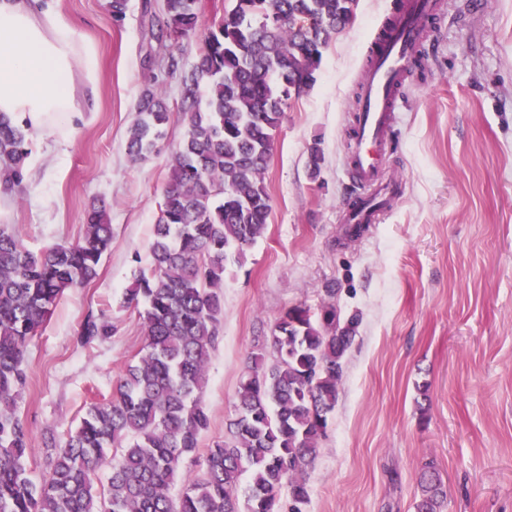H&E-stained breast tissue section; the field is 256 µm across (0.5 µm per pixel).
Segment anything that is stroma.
Segmentation results:
<instances>
[{"instance_id":"1","label":"stroma","mask_w":512,"mask_h":512,"mask_svg":"<svg viewBox=\"0 0 512 512\" xmlns=\"http://www.w3.org/2000/svg\"><path fill=\"white\" fill-rule=\"evenodd\" d=\"M49 2L96 51V97L73 124L29 135L27 177L0 197V224L38 253L78 241L96 203L113 238L97 278L64 293L25 352L19 410L36 479L86 402L111 397L145 343L138 312L120 302L135 258L148 254L183 125L173 122L160 151L140 163L127 157L128 130L149 85L178 108L200 47L196 37L162 48L151 40L142 5L159 17L164 0H129L120 21L111 0ZM444 2L424 70L402 90L398 139L384 163L400 194L381 222L349 238L340 221L371 41L396 4L358 0L316 83L285 110L265 173L266 229L226 264L201 449L223 440L248 359L284 310L319 307L332 288L342 314L360 316L307 469L305 512H414L429 462L444 481L443 512H512V0H484L479 13L469 0ZM91 312L106 315L112 334L84 346L80 325Z\"/></svg>"}]
</instances>
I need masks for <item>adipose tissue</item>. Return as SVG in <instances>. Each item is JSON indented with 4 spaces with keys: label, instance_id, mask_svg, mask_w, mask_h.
I'll list each match as a JSON object with an SVG mask.
<instances>
[{
    "label": "adipose tissue",
    "instance_id": "adipose-tissue-1",
    "mask_svg": "<svg viewBox=\"0 0 512 512\" xmlns=\"http://www.w3.org/2000/svg\"><path fill=\"white\" fill-rule=\"evenodd\" d=\"M96 70L94 50L53 8L0 0V112L37 133L55 130L56 113L76 118L86 111Z\"/></svg>",
    "mask_w": 512,
    "mask_h": 512
}]
</instances>
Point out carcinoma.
<instances>
[{"label":"carcinoma","mask_w":512,"mask_h":512,"mask_svg":"<svg viewBox=\"0 0 512 512\" xmlns=\"http://www.w3.org/2000/svg\"><path fill=\"white\" fill-rule=\"evenodd\" d=\"M231 2L183 77L177 112L184 132L162 190L150 261L123 295L122 307L143 308L144 347L112 397L91 400L38 482L30 477L29 427L18 411L26 348L64 292L97 277L112 225L93 205L80 240L35 255L11 225L0 224V512H304L307 467L325 437L359 324L356 314L340 317L333 288L316 312L305 304L285 310L256 344L224 443L207 450L179 500L170 494L208 426L206 368L224 309L226 263L243 258L263 234L271 212L265 172L285 109L316 82L325 51L353 21L357 4ZM198 23V0H164L151 39L188 40ZM174 112L158 89L142 90L126 145L132 162L160 150ZM27 145L24 125L1 112L3 190L25 180ZM111 333L108 320L89 315L79 340ZM107 462L112 475L101 487L97 472ZM419 487L415 512H442L446 491L432 466Z\"/></svg>","instance_id":"obj_1"}]
</instances>
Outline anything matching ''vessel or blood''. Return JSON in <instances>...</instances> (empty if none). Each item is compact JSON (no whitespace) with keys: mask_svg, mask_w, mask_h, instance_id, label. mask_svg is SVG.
Masks as SVG:
<instances>
[{"mask_svg":"<svg viewBox=\"0 0 512 512\" xmlns=\"http://www.w3.org/2000/svg\"><path fill=\"white\" fill-rule=\"evenodd\" d=\"M439 8L437 0H402L394 28L367 65L360 110L353 127L349 172L357 188L347 199V224H375L394 190L384 181L383 164L393 145L400 109L397 89L405 66L426 35L425 22Z\"/></svg>","mask_w":512,"mask_h":512,"instance_id":"vessel-or-blood-1","label":"vessel or blood"}]
</instances>
